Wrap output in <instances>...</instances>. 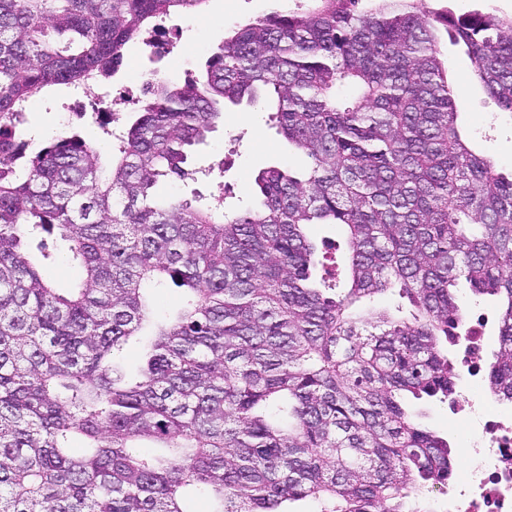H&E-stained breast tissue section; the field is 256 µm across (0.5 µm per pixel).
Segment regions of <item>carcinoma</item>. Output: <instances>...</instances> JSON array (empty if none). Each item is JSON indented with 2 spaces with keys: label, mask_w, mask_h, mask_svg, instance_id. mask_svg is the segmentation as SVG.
Segmentation results:
<instances>
[{
  "label": "carcinoma",
  "mask_w": 512,
  "mask_h": 512,
  "mask_svg": "<svg viewBox=\"0 0 512 512\" xmlns=\"http://www.w3.org/2000/svg\"><path fill=\"white\" fill-rule=\"evenodd\" d=\"M206 0H0V512H413L453 471L448 440L407 396L447 398L462 375L456 298L498 305L490 389L512 403V170L461 136L437 31L512 112V20L418 13V0H317L224 38L201 80L150 81L102 163L69 132L30 148L18 126L53 85L108 77L125 46ZM273 94V119L309 159L256 178L261 209L162 196L190 176L220 99ZM308 224L342 227L345 285L312 280ZM68 243L85 277L49 283L27 251ZM185 295L157 319L147 292ZM397 289L400 316L373 305ZM144 358L129 373L117 354ZM75 435L86 446L71 453Z\"/></svg>",
  "instance_id": "1"
}]
</instances>
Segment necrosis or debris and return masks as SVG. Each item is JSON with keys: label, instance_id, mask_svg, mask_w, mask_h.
I'll return each mask as SVG.
<instances>
[{"label": "necrosis or debris", "instance_id": "necrosis-or-debris-1", "mask_svg": "<svg viewBox=\"0 0 512 512\" xmlns=\"http://www.w3.org/2000/svg\"><path fill=\"white\" fill-rule=\"evenodd\" d=\"M101 78H90L73 94L75 107L70 120H108L113 145H120L123 123L112 111L113 100H135L126 89L106 93ZM487 315L474 318L466 330L461 365L468 382L454 398V421L468 436L469 466L464 478L448 487V512H512V420L504 418L500 402L489 401L482 385V352Z\"/></svg>", "mask_w": 512, "mask_h": 512}]
</instances>
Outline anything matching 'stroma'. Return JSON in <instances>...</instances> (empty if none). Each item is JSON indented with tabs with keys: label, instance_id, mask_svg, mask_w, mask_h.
Returning a JSON list of instances; mask_svg holds the SVG:
<instances>
[{
	"label": "stroma",
	"instance_id": "stroma-1",
	"mask_svg": "<svg viewBox=\"0 0 512 512\" xmlns=\"http://www.w3.org/2000/svg\"><path fill=\"white\" fill-rule=\"evenodd\" d=\"M277 6V0H207L204 11L209 23L204 27L196 23L194 15L171 14L164 21L177 34L170 53L163 57L149 56L140 42H130L112 81L135 89L149 72L179 84L200 76L207 57L232 29ZM437 48L460 104L458 127L462 136L477 154L490 158L498 168H512V113L502 111L485 91L475 78L463 47L452 45L445 31L437 33ZM65 93V87L61 86L52 95L39 96L25 112L23 125L34 131L36 144H44L76 128L86 140L111 150L112 141L101 123L87 122L76 127L69 124L63 107ZM302 163V158L289 150L287 141L278 134L263 107L228 102L224 105L223 120L188 155V167L199 171L196 180L186 183L172 176L161 183L160 189L169 195L188 196L194 192L208 198L220 195L229 210L239 211L258 204L251 187L261 170L272 166L298 167ZM306 235L316 244L330 248L331 257L319 261L316 277H323L333 268L343 269L346 244L338 225L310 224ZM48 244L54 254L50 261L41 260L37 247L29 249L31 257L38 259L44 277L63 289L79 285L84 277L82 267L71 259L61 242L52 238ZM410 408L417 421L448 439L454 450V467L462 469L465 444L448 427L449 402L415 400Z\"/></svg>",
	"mask_w": 512,
	"mask_h": 512
}]
</instances>
